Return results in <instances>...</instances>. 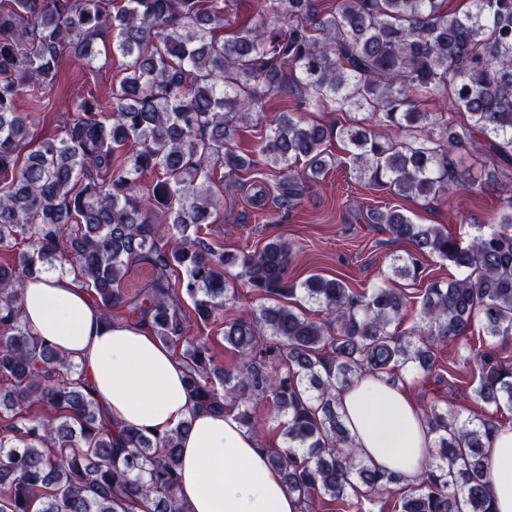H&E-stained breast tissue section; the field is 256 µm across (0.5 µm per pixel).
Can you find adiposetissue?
I'll list each match as a JSON object with an SVG mask.
<instances>
[{
  "label": "adipose tissue",
  "mask_w": 512,
  "mask_h": 512,
  "mask_svg": "<svg viewBox=\"0 0 512 512\" xmlns=\"http://www.w3.org/2000/svg\"><path fill=\"white\" fill-rule=\"evenodd\" d=\"M23 310L29 331L88 379L113 425L162 434L189 423L177 490L188 512H301L256 433L236 413L196 409L185 389L182 361L147 327L105 320L70 274L27 281ZM413 386L410 379L393 386L366 373L336 391L360 460L395 473L404 485L419 480L434 438L412 397ZM485 456L495 510L512 512V427L496 433Z\"/></svg>",
  "instance_id": "1"
}]
</instances>
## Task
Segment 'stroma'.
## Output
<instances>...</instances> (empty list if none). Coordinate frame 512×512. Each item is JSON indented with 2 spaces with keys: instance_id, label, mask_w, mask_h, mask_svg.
Instances as JSON below:
<instances>
[{
  "instance_id": "35a3bbf8",
  "label": "stroma",
  "mask_w": 512,
  "mask_h": 512,
  "mask_svg": "<svg viewBox=\"0 0 512 512\" xmlns=\"http://www.w3.org/2000/svg\"><path fill=\"white\" fill-rule=\"evenodd\" d=\"M120 63L108 48L90 66L75 57L62 61L59 79L46 89L42 109L36 114L37 135L55 134L59 115L75 93L89 92L102 102H109ZM284 112L327 125H353L362 118L358 112L307 111L301 108L297 95L286 90L256 109L250 122L240 125L232 148L243 153L252 151L272 121ZM329 149L336 156V169L310 187L294 208L276 206L278 179L262 166L241 174L234 191H218L220 206L215 223L207 228L209 240L227 251L252 252L261 249L268 239L281 237L293 247L289 269L292 279L301 282L314 274L341 275L355 292L368 293L383 285L391 273L392 256L405 254L408 246L392 241L380 225L364 223L362 215L367 208L401 204L410 210L416 223L438 225L465 240L475 234L477 225L490 224L502 194L499 185L490 183L475 192L461 190L445 197L403 201L356 180L344 164L346 154L341 142L331 141ZM260 185L265 188L261 196L256 193ZM237 290V302L226 305L222 319L202 330L216 363L226 368L234 367L235 360L224 348L225 319L249 314L259 304L245 285H238ZM461 352L459 342L451 341L437 353L440 364L453 369L460 379L446 397L448 408L466 416L480 415L488 407L473 391L472 370L458 365Z\"/></svg>"
}]
</instances>
